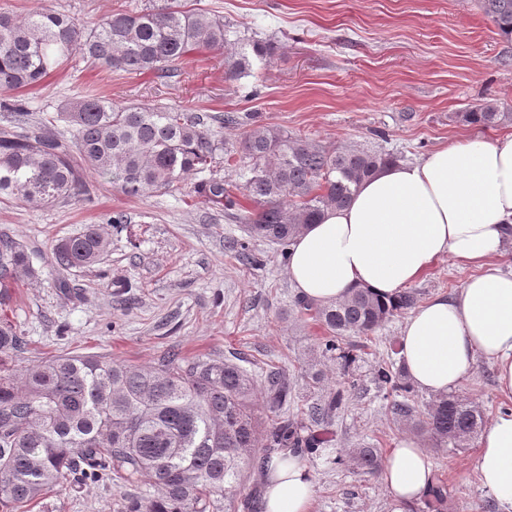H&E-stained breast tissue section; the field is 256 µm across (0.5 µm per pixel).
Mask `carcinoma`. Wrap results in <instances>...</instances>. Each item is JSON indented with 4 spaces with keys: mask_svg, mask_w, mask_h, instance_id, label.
I'll list each match as a JSON object with an SVG mask.
<instances>
[{
    "mask_svg": "<svg viewBox=\"0 0 512 512\" xmlns=\"http://www.w3.org/2000/svg\"><path fill=\"white\" fill-rule=\"evenodd\" d=\"M500 35L512 39V0H482ZM231 44L224 20L185 10L176 0L140 9H118L95 26L46 7L24 16L0 11V87L30 89L50 74L83 62L122 72L173 78L196 48ZM269 40L238 44L225 57V77L238 81L274 53ZM463 122L494 126L512 122V112L483 103L460 115ZM21 128L0 131V196L32 207L80 201L93 173L128 197L163 193L187 180L195 196L236 209L251 239L286 247L326 211L348 203L366 179L396 161L390 153L329 148L266 126L251 125L234 112L214 116L156 105L117 107L87 96L62 112H44L39 124L71 128L72 143L29 130V116L15 113ZM243 129L236 151L224 149V128ZM76 153H71L70 148ZM245 170L240 187L224 182L219 162ZM256 209L244 208L236 191ZM110 228H123L120 216ZM108 228V229H110ZM108 229L87 224L51 246V265L62 273L97 265L110 248ZM244 265L259 259L249 242L234 245ZM20 272L35 273L27 247L0 235V305ZM417 293L403 290L385 302L367 289L343 299L294 305L324 329L322 356L344 368L356 359L352 336H368L390 318L414 307ZM23 337L0 316V356L17 352ZM378 384L408 397L406 371L380 362ZM345 391L332 389L318 402L288 412V380L267 376L264 396L254 379L224 358L189 360L177 353L154 366L116 362L102 355H61L18 373L0 359V512L38 502L72 474L82 482L108 477L145 488L122 512H253L240 497L245 466L265 469L277 456L313 455L330 442L326 425L342 408ZM395 414L427 429L441 446L463 448L483 413L467 398L440 394L414 414L405 402ZM262 454L255 455V449ZM349 457L365 474L377 473L376 448H351ZM428 512H449L448 488L438 480L425 496Z\"/></svg>",
    "mask_w": 512,
    "mask_h": 512,
    "instance_id": "carcinoma-1",
    "label": "carcinoma"
}]
</instances>
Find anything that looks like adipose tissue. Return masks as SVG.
I'll use <instances>...</instances> for the list:
<instances>
[{"label":"adipose tissue","mask_w":512,"mask_h":512,"mask_svg":"<svg viewBox=\"0 0 512 512\" xmlns=\"http://www.w3.org/2000/svg\"><path fill=\"white\" fill-rule=\"evenodd\" d=\"M512 245V132L443 146L386 166L345 206L328 210L293 242L288 274L301 298L329 303L354 288L394 297L440 259L472 267L458 293L438 295L406 321L399 355L410 380L437 395L458 388L478 361L512 398V271L496 258ZM475 469L501 512H512V410L478 438ZM381 479L407 512L433 484L419 441L403 437L386 453ZM315 481L303 459L274 460L262 476V512H310Z\"/></svg>","instance_id":"obj_1"}]
</instances>
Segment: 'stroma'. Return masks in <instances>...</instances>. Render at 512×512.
<instances>
[{
    "label": "stroma",
    "instance_id": "35a3bbf8",
    "mask_svg": "<svg viewBox=\"0 0 512 512\" xmlns=\"http://www.w3.org/2000/svg\"><path fill=\"white\" fill-rule=\"evenodd\" d=\"M184 8L223 17L241 39L272 40L276 51L255 76L224 75V52L195 49L179 77L82 67L53 73L37 87L0 88V102L19 101L31 120L58 112L87 95L117 106L161 104L211 115L254 113L259 124L328 147L383 149L399 161L497 127L461 121L475 105L495 103L512 111V40L499 35L479 0H180ZM144 0H0L16 14L46 4L91 26L124 5ZM190 185L129 198L97 184L79 202L38 208L0 199V232L38 249L36 277L18 275L5 314L25 345L7 359L21 370L56 355L98 354L148 366L168 353L189 358L235 357L264 383L270 371L286 374L291 410L347 387V402L328 424L332 445L307 456L315 477L311 512H393L379 475L362 474L347 449L370 446L387 452L412 434L448 486L451 512H499L479 484L476 443L436 445L428 433L396 420L394 394L375 379L378 362L391 358L405 316L384 323L357 350L349 368L321 356L324 330L298 313L288 264L279 245L248 240L224 209L191 196ZM123 214L107 256L88 270L70 271L72 290L62 293L50 265L49 247L87 224ZM249 241L262 259L242 266L233 243ZM471 270L444 258L413 287L419 301L454 295ZM457 395L480 407L484 418L512 408L500 395L494 372L478 361ZM135 488L104 480L81 485L73 477L48 493L32 512H118Z\"/></svg>",
    "mask_w": 512,
    "mask_h": 512
}]
</instances>
